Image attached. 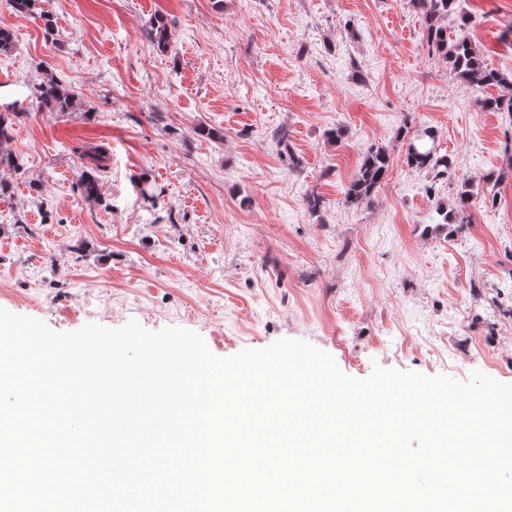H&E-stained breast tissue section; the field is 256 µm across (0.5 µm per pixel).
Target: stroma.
<instances>
[{"label":"stroma","mask_w":512,"mask_h":512,"mask_svg":"<svg viewBox=\"0 0 512 512\" xmlns=\"http://www.w3.org/2000/svg\"><path fill=\"white\" fill-rule=\"evenodd\" d=\"M41 6L52 26L0 0L15 34L0 111H21L6 146L21 167L0 169V308L63 332L179 326L218 357L300 339L357 379L378 364L512 383V114L481 105L501 87L461 85L430 53L413 0ZM447 25L512 75V0H457ZM48 76L72 111L27 100ZM427 127L452 159L439 177L404 161ZM95 146L108 160L88 202L75 175ZM377 147L388 175L348 205ZM464 185L460 223H440Z\"/></svg>","instance_id":"obj_1"}]
</instances>
